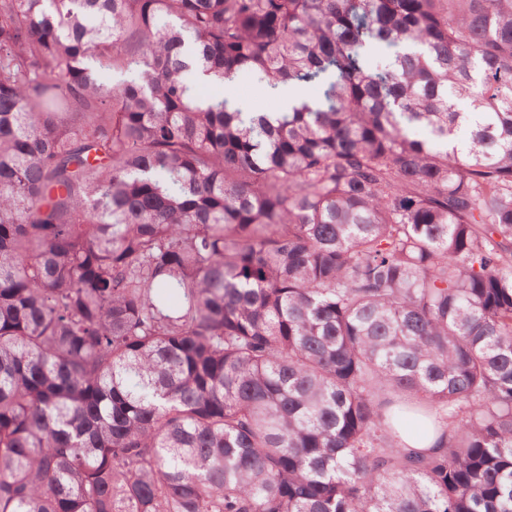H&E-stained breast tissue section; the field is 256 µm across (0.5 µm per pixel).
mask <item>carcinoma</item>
<instances>
[{
    "label": "carcinoma",
    "mask_w": 512,
    "mask_h": 512,
    "mask_svg": "<svg viewBox=\"0 0 512 512\" xmlns=\"http://www.w3.org/2000/svg\"><path fill=\"white\" fill-rule=\"evenodd\" d=\"M0 512H512V0H0Z\"/></svg>",
    "instance_id": "obj_1"
}]
</instances>
